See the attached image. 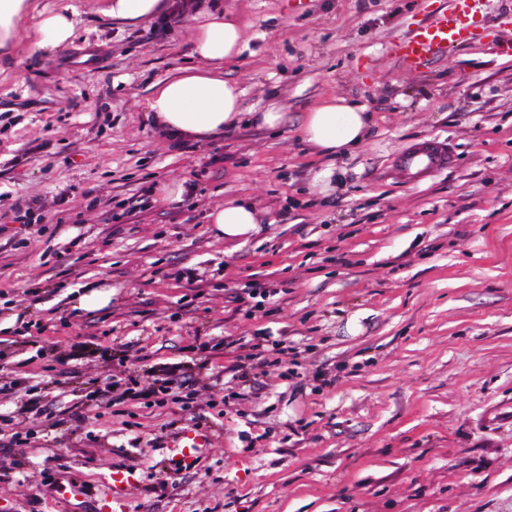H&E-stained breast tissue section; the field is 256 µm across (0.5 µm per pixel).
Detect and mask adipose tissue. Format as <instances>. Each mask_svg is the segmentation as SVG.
<instances>
[{
    "instance_id": "ef3b65f1",
    "label": "adipose tissue",
    "mask_w": 512,
    "mask_h": 512,
    "mask_svg": "<svg viewBox=\"0 0 512 512\" xmlns=\"http://www.w3.org/2000/svg\"><path fill=\"white\" fill-rule=\"evenodd\" d=\"M79 12L67 0L39 14L35 45L44 53L59 51L76 35ZM243 29L224 13L208 14L193 36V54L200 64L157 81L148 101L153 124L180 138L204 140L241 123L264 129L278 127L283 114L276 103L254 109L244 105V91L238 83L225 80L224 66L242 51ZM370 117L364 106L343 98L327 97L306 113L301 134L321 155L335 159L362 144L369 135ZM209 223L224 237L251 234L259 213L250 199L241 197L213 207Z\"/></svg>"
}]
</instances>
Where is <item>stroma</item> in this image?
<instances>
[{"instance_id":"1","label":"stroma","mask_w":512,"mask_h":512,"mask_svg":"<svg viewBox=\"0 0 512 512\" xmlns=\"http://www.w3.org/2000/svg\"><path fill=\"white\" fill-rule=\"evenodd\" d=\"M74 2L71 45L0 52V213L37 217L0 232V416L33 432L0 439V512H512V26L410 69L397 43L449 0H220L245 31L225 79L284 119L176 147L147 101L213 0L134 26ZM327 96L372 132L322 193L298 127ZM432 141L452 164L410 180ZM238 197L263 220L226 239L206 215ZM264 335L286 351L243 362ZM164 363L189 408L112 403ZM452 155L445 142L434 141L412 148L397 159L400 168L413 181H420L442 170L451 163Z\"/></svg>"}]
</instances>
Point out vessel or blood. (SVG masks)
<instances>
[{
  "mask_svg": "<svg viewBox=\"0 0 512 512\" xmlns=\"http://www.w3.org/2000/svg\"><path fill=\"white\" fill-rule=\"evenodd\" d=\"M488 22L487 14L472 6L470 0H454L450 9L436 14L399 43V60L407 66H422L448 47L467 40ZM451 161L447 143L434 141L406 151L397 165L410 179L419 181L448 167Z\"/></svg>",
  "mask_w": 512,
  "mask_h": 512,
  "instance_id": "obj_1",
  "label": "vessel or blood"
}]
</instances>
